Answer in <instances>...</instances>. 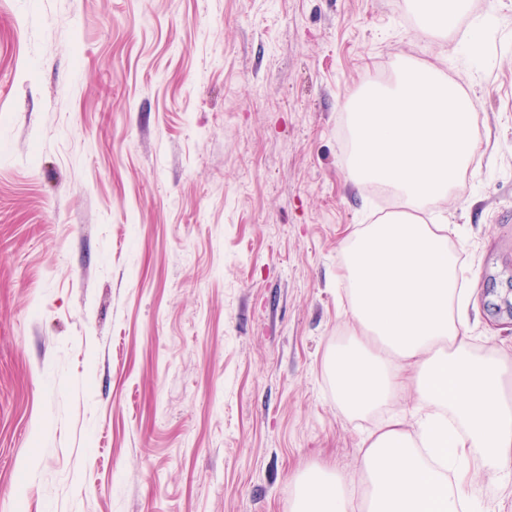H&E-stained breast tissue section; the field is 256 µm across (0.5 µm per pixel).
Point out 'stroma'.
<instances>
[{
  "mask_svg": "<svg viewBox=\"0 0 512 512\" xmlns=\"http://www.w3.org/2000/svg\"><path fill=\"white\" fill-rule=\"evenodd\" d=\"M407 65L476 101L426 220L512 360V0L444 39L407 0H0V512H289L299 472L353 470L377 418L326 358L380 206L344 124ZM474 480L512 512V474Z\"/></svg>",
  "mask_w": 512,
  "mask_h": 512,
  "instance_id": "obj_1",
  "label": "stroma"
}]
</instances>
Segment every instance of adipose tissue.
<instances>
[{
  "instance_id": "obj_1",
  "label": "adipose tissue",
  "mask_w": 512,
  "mask_h": 512,
  "mask_svg": "<svg viewBox=\"0 0 512 512\" xmlns=\"http://www.w3.org/2000/svg\"><path fill=\"white\" fill-rule=\"evenodd\" d=\"M409 3L421 33L444 36L467 0ZM348 132L350 174L391 187L406 210L341 246L346 340L327 369L344 415L374 414L406 391L412 404L364 437L353 472L300 473L290 512H482L472 469L512 470V364L474 346L476 299L459 285L448 227L418 217L473 161L475 103L437 69L408 67L392 88L357 97Z\"/></svg>"
}]
</instances>
